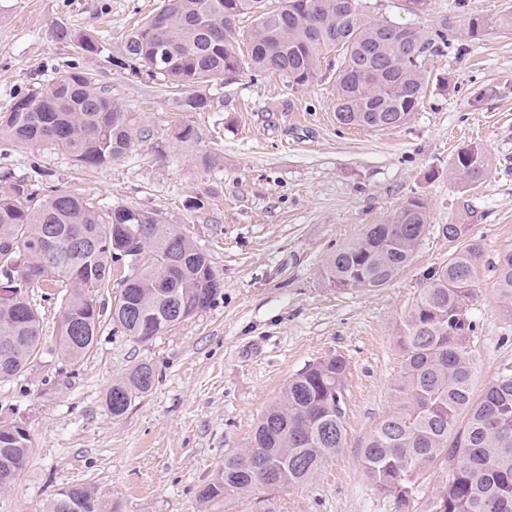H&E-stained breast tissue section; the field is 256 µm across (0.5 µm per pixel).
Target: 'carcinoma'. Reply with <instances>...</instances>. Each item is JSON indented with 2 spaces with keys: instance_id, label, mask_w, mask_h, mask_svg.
I'll return each instance as SVG.
<instances>
[{
  "instance_id": "carcinoma-1",
  "label": "carcinoma",
  "mask_w": 512,
  "mask_h": 512,
  "mask_svg": "<svg viewBox=\"0 0 512 512\" xmlns=\"http://www.w3.org/2000/svg\"><path fill=\"white\" fill-rule=\"evenodd\" d=\"M163 0L167 17L159 30L147 18L105 61L136 78L177 91L183 112H208L211 98L198 87L211 78L242 71L279 76L292 89L313 85L320 59L342 54L337 78L336 120L366 130L397 128L426 96L429 52L457 36L478 39L493 29H511L512 13L496 19L465 15L427 33L370 19L362 0ZM254 24L246 52L238 51L240 16ZM55 37L89 55L104 47L91 35L61 27ZM131 112L112 98V86L72 67L44 87L30 89L8 112H0V149L51 145L82 167L99 168L133 146ZM195 128L178 124L175 142L187 145ZM492 170L480 145L459 151L452 173L471 187ZM429 226V204L406 199L382 224H368L352 242L325 260L321 277L339 291L383 288L407 268ZM467 224H445L455 248L432 275L398 328L403 370L393 384V408L376 423L362 448L364 472L397 509L407 507L421 479L437 461L448 464V482L437 488L434 512H512V364L502 365L481 397L473 395L478 364L471 338L470 305L482 243ZM134 244L127 260V287L106 301L114 276L112 239ZM179 268L161 279L168 262ZM496 296L512 316V247L495 265ZM16 289L0 298V383L24 375L42 347L41 304L35 289L64 286L57 334L59 348L75 363L93 352L99 318L110 307L112 325L146 343L208 309L222 295L223 281L209 254L176 224L154 214L116 206L103 209L52 186L0 176V280ZM348 363L340 354L310 364L269 404L246 448L224 457V470L198 493L208 503L263 493L264 512H280L275 493L309 483L325 463L346 448L343 424ZM155 383L141 363L112 382L106 405L124 415ZM32 454L30 435L17 423H0V489L10 488ZM86 486L59 490L46 512H101Z\"/></svg>"
}]
</instances>
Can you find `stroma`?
Wrapping results in <instances>:
<instances>
[{"mask_svg":"<svg viewBox=\"0 0 512 512\" xmlns=\"http://www.w3.org/2000/svg\"><path fill=\"white\" fill-rule=\"evenodd\" d=\"M162 0H0V112L27 90L76 66L95 73L135 119L134 145L99 169L74 165L43 146L0 152V174L134 207L185 230L206 250L224 295L176 329L146 343L103 323L93 353L71 364L56 343L57 301L45 303L44 348L18 380L0 384V422L23 423L33 453L0 512H38L58 490L92 487L104 512H253L254 501L201 503L198 492L245 448L270 402L290 379L339 353L349 364L344 395L347 446L305 487L282 495L283 512H396L366 478L362 448L389 410L402 371L396 332L451 248L445 224H466L483 245L470 315L479 373L475 391L512 363V317L494 294L493 266L512 246V30L449 43L429 60L423 104L401 127L370 131L335 118L331 52L319 78L295 91L285 80L219 77L206 83L209 112H181L172 92L57 40L66 26L118 46ZM372 19L434 29L467 13L496 17L512 0H363ZM198 139L173 144L175 122ZM489 152L493 169L459 192L457 151ZM216 158L203 168L198 155ZM430 204V228L412 263L369 291L326 287L330 249L364 225L387 220L411 196ZM150 364L155 384L120 417L105 398L113 379Z\"/></svg>","mask_w":512,"mask_h":512,"instance_id":"stroma-1","label":"stroma"}]
</instances>
